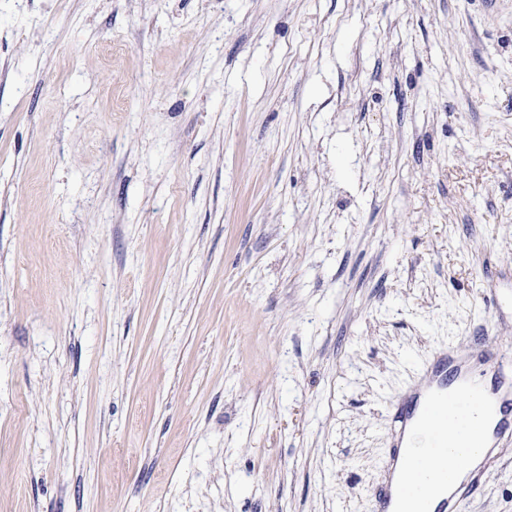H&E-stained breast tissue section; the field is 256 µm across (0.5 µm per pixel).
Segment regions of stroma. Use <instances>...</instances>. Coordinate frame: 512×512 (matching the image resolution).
Returning <instances> with one entry per match:
<instances>
[{"label": "stroma", "mask_w": 512, "mask_h": 512, "mask_svg": "<svg viewBox=\"0 0 512 512\" xmlns=\"http://www.w3.org/2000/svg\"><path fill=\"white\" fill-rule=\"evenodd\" d=\"M509 340L512 0H0V512H376ZM480 365L486 366L479 374L485 376L491 373L492 394L502 407V417L497 422L490 438L483 423L477 420L465 421V410L471 413L481 412L485 407L486 399L479 386L474 381L472 368L465 364V357L455 348L448 347L438 350L432 359L425 362L418 372V395L415 400L392 404V448L387 463L386 479L373 489V497L378 512H391L390 505L410 496L415 489L416 473L414 465V452L401 453V442L408 431H411L412 445L405 448H423L431 454L441 455L448 451L447 457H435L423 452L420 455L422 473L434 477L427 487V494L423 499L410 498L400 508L402 512H417L423 500H435L434 508L443 498L448 488V479L452 482L463 477L457 472L458 461L455 454V430L448 431V416L462 412L465 421L466 434L472 439L474 447L485 452L488 449L489 457L497 441L512 436V349L511 346L501 350L495 358L481 356ZM458 382L460 389L456 393L448 392V383ZM424 395L420 418L417 425L411 428L409 423L420 403L419 398ZM491 446V447H488ZM453 448V449H448ZM400 459L403 476L394 478L397 463Z\"/></svg>", "instance_id": "obj_1"}]
</instances>
